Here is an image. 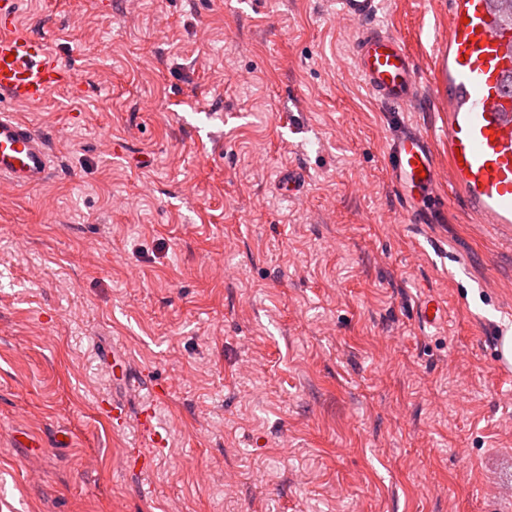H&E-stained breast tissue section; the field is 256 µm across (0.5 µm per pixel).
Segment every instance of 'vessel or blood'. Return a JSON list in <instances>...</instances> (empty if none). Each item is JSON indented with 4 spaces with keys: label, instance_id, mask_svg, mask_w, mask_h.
Returning <instances> with one entry per match:
<instances>
[{
    "label": "vessel or blood",
    "instance_id": "obj_1",
    "mask_svg": "<svg viewBox=\"0 0 512 512\" xmlns=\"http://www.w3.org/2000/svg\"><path fill=\"white\" fill-rule=\"evenodd\" d=\"M339 16L365 24L355 48L360 82L376 102L394 112L419 103L418 70L404 40L374 28L382 0H335ZM448 40L433 80L444 98L448 170L440 172L431 133L404 128L387 155L408 220L433 224L442 216L437 189L447 181L484 224L512 231V24L495 0H448ZM18 0H0V104L44 99L71 83L70 72L45 39L13 24ZM54 165L50 143L13 113H0V180L17 187L43 184Z\"/></svg>",
    "mask_w": 512,
    "mask_h": 512
}]
</instances>
